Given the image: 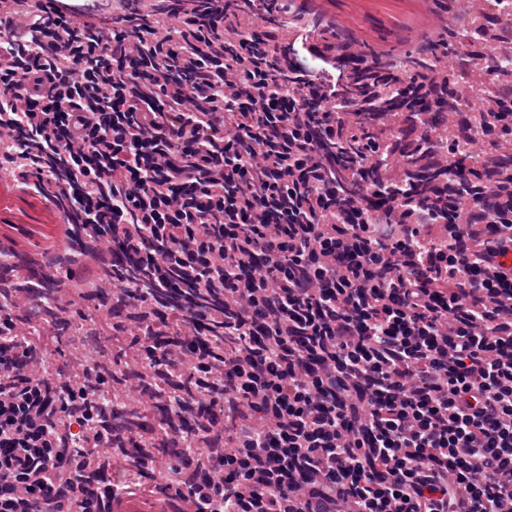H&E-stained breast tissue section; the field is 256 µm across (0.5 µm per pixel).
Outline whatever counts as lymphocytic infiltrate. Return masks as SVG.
Returning a JSON list of instances; mask_svg holds the SVG:
<instances>
[{
	"label": "lymphocytic infiltrate",
	"instance_id": "1",
	"mask_svg": "<svg viewBox=\"0 0 512 512\" xmlns=\"http://www.w3.org/2000/svg\"><path fill=\"white\" fill-rule=\"evenodd\" d=\"M0 0V156L87 239L73 300L126 311L167 364L160 471L191 512H512V197L459 118L445 191L381 208L365 177L400 137L354 98L350 43L308 26L270 46L293 0ZM111 272L112 290L101 288ZM175 288L193 303L159 319ZM0 291V512H111L92 425L104 354L49 362Z\"/></svg>",
	"mask_w": 512,
	"mask_h": 512
}]
</instances>
